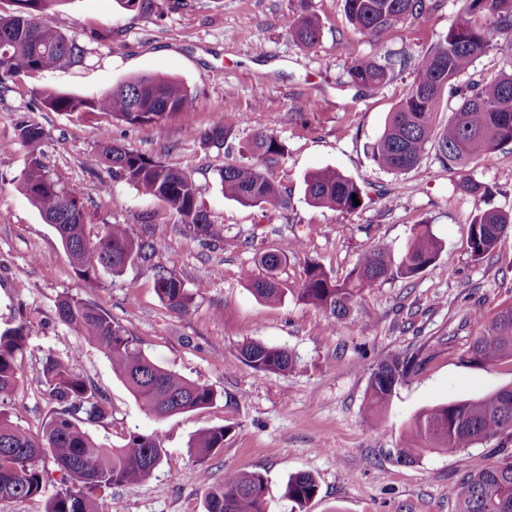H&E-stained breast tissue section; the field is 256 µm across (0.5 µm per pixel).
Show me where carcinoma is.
Segmentation results:
<instances>
[{"mask_svg": "<svg viewBox=\"0 0 512 512\" xmlns=\"http://www.w3.org/2000/svg\"><path fill=\"white\" fill-rule=\"evenodd\" d=\"M17 9L0 23V86L6 79L63 65L78 63L84 48L74 37L63 34L48 18L55 0H14ZM127 11L147 14L153 0H116ZM432 0H344L345 15L358 31L389 42L398 25L417 19L431 8ZM318 16L301 11L290 26L293 40L315 46L321 37ZM504 56L501 74L492 81L460 79L491 51ZM410 64L404 53L383 58H357L349 68L348 82L364 89L386 85ZM457 98L444 125L437 123L445 97ZM41 105L50 112L85 114L106 112L129 125H150L163 134L168 120L181 111L189 91L179 81L141 76L112 92L97 97H75L44 91ZM18 138L29 146L19 187L46 223L54 225L64 251L84 285L96 281L102 267L120 273L131 261L154 271L155 291L171 310H189L193 294L176 274L161 269L156 258L163 248L151 235L135 239L123 224H110L96 241L85 231L81 199L53 178L41 159L40 145L46 132L38 123L20 117ZM229 134L224 116L215 117L204 140L223 145ZM512 144V0H460L455 22L448 33L418 60L416 75L382 135L372 145L376 165L391 173L416 167L428 150L448 169H463L470 162L491 161L497 151ZM254 161L227 163L220 170L221 185L228 197L253 206L284 205L280 186L270 177L267 163L284 155L285 144L263 132L249 145ZM98 162L173 210L186 232L205 242L224 237V226L214 224L198 202V190L190 176L144 154L112 143L110 132L101 133ZM357 198H352V195ZM305 196L310 204L340 212L358 209L363 200L358 183L334 169L307 175ZM512 239V212L489 209L477 213L469 224V249L474 260L502 250ZM301 243L288 240L280 248L263 253L261 264L268 271L252 280L254 293L268 304L284 300L288 289L273 272L289 251ZM442 243L430 225L417 224L407 252L393 265L389 248L377 243L366 250L341 282L319 266L306 269L298 299L322 310L334 326L350 313L357 293L384 281L394 273L411 278L434 265ZM62 323L79 338L97 345L112 363L113 372L144 409L157 419L206 408L217 398L209 386L188 379L177 371L153 362L139 339L114 322L100 307L78 296L57 303ZM26 339V325L0 333V501L32 498L43 489L39 462L49 457L62 472L61 487L47 499L45 512H103L112 488L135 491L149 483L161 464L165 449L153 434L131 433L124 443L98 441L86 425L102 423L109 411L103 394L81 373L77 355L65 359L48 356L41 383L55 407L42 430L32 433L14 423L4 405L19 390L22 378L18 356ZM242 363L259 372L286 373L292 356L286 350L247 340L239 349ZM512 359V304L492 317L479 319V333L467 351L466 362L494 366ZM414 356L391 354L380 360L370 376V397L378 409L387 407L397 386L410 374ZM228 428L214 427L193 435L189 448L205 461L224 448ZM512 437V386L481 398L449 402L418 413L412 430L388 455L398 462H413L423 441L429 450H461L477 444L498 442L501 451ZM264 477L257 472H228L224 480L205 493V512H267ZM317 493L315 479L298 474L288 479L285 497L302 508ZM458 512H512V455L495 463L482 457L469 460L467 472L457 485Z\"/></svg>", "mask_w": 512, "mask_h": 512, "instance_id": "1", "label": "carcinoma"}]
</instances>
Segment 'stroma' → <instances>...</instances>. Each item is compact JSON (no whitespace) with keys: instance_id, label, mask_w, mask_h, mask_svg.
I'll list each match as a JSON object with an SVG mask.
<instances>
[{"instance_id":"35a3bbf8","label":"stroma","mask_w":512,"mask_h":512,"mask_svg":"<svg viewBox=\"0 0 512 512\" xmlns=\"http://www.w3.org/2000/svg\"><path fill=\"white\" fill-rule=\"evenodd\" d=\"M321 19V41L296 44L289 27L301 7ZM458 0H440L422 18L398 26L392 44L358 32L343 0H186L174 9L156 0L139 15L116 0H58L52 23L85 48L81 63L7 80L0 92V332L24 322L28 339L18 358L23 380L7 410L13 422L36 432L53 404L41 383L46 357L79 353L82 373L105 394L110 416L91 425L106 444L129 432L156 434L165 450L153 479L136 493L113 488L104 512H203L204 493L225 472H258L265 478L268 512H291L284 496L289 477L307 473L318 485L304 512H456V486L470 456L496 461L493 444L423 452L410 464L386 456L421 410L479 398L512 385V361L492 367L464 364L478 327L471 311L493 316L512 304V243L473 261L469 224L477 212L512 211V147L492 162L469 164L487 194L457 192V175L429 153L415 168L393 174L372 160L371 144L406 96L415 71L407 69L376 90L348 81L353 57L403 49L413 57L444 37ZM350 52H341L338 41ZM142 75L183 83L190 92L164 134L130 126L95 112L83 116L42 110L37 94L52 90L102 95ZM231 131L224 145L203 136L216 113ZM47 133L42 160L53 177L79 195L86 235L95 240L107 225H128L164 244L160 266L179 276L193 295L184 314L171 311L155 292L154 275L137 263L122 272L99 270L85 287L53 227L18 188L29 149L15 129L19 115ZM115 144L145 153L190 175L200 204L223 240L204 244L186 235L177 215L98 164L102 131ZM259 131L287 146L270 169L288 198L284 208L250 206L224 195V164L248 161L247 141ZM332 168L362 189L364 203L351 213L312 206L305 178ZM107 192H100L101 184ZM429 224L444 249L417 276H392L360 292L343 323L298 301L309 264L343 279L360 255L383 242L401 260L415 225ZM298 238L302 248L275 270L292 293L278 306L257 298L251 277L265 276L261 255ZM77 295L103 308L137 336L159 365L212 387L209 407L158 419L148 415L113 373L109 358L72 334L58 318L57 302ZM283 348L293 357L288 373L244 365V338ZM418 355L407 382L388 409L373 414L368 383L375 364L400 351ZM227 427L223 451L201 461L188 443L204 428Z\"/></svg>"}]
</instances>
